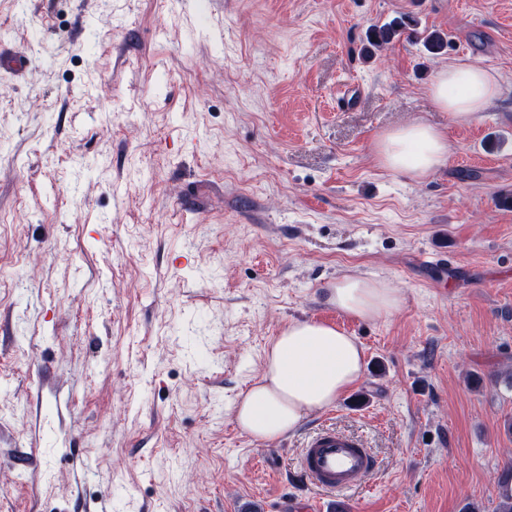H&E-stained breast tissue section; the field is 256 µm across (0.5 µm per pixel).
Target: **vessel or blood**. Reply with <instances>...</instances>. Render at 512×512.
Wrapping results in <instances>:
<instances>
[{
    "instance_id": "1",
    "label": "vessel or blood",
    "mask_w": 512,
    "mask_h": 512,
    "mask_svg": "<svg viewBox=\"0 0 512 512\" xmlns=\"http://www.w3.org/2000/svg\"><path fill=\"white\" fill-rule=\"evenodd\" d=\"M298 466L307 482L332 495L358 487L375 469L376 460L362 439L321 427L307 436Z\"/></svg>"
}]
</instances>
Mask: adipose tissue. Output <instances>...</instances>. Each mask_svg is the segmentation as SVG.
Masks as SVG:
<instances>
[{"instance_id":"1","label":"adipose tissue","mask_w":512,"mask_h":512,"mask_svg":"<svg viewBox=\"0 0 512 512\" xmlns=\"http://www.w3.org/2000/svg\"><path fill=\"white\" fill-rule=\"evenodd\" d=\"M502 92L496 74L471 64L441 68L428 89L433 106L460 127L475 122ZM376 158L383 169L419 180L447 165L448 138L414 121L382 133ZM326 302L346 317L375 322L399 311L403 298L384 280L345 275L327 287ZM363 370L364 348L355 337L313 320L291 322L272 341L233 421L261 443L292 436L308 415L335 406Z\"/></svg>"}]
</instances>
